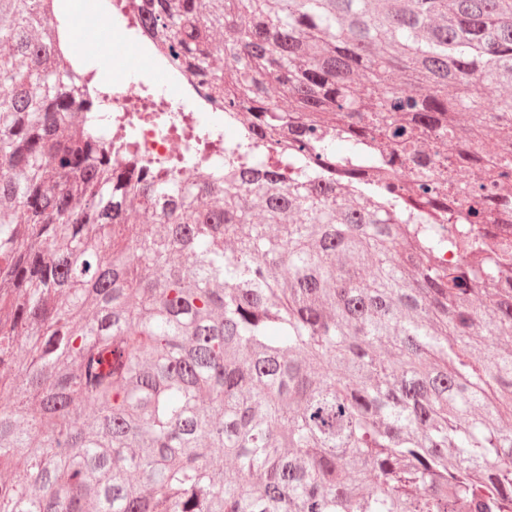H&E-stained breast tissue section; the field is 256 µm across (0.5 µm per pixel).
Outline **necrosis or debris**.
<instances>
[{
    "mask_svg": "<svg viewBox=\"0 0 512 512\" xmlns=\"http://www.w3.org/2000/svg\"><path fill=\"white\" fill-rule=\"evenodd\" d=\"M143 0H98L84 17L69 16L70 28H89L97 36L99 53L113 54L114 19L139 14ZM137 60L148 70L138 85L127 83L120 70L105 75L92 70L75 85L78 96L92 102L98 116L106 119L101 136L112 139V158L126 162V142L137 145L141 161L155 166L181 165L184 178L224 169V149L234 146L227 135L224 112L205 97L195 76L177 68L161 50L155 29L129 28L125 38ZM164 74L171 92L154 96V78Z\"/></svg>",
    "mask_w": 512,
    "mask_h": 512,
    "instance_id": "obj_1",
    "label": "necrosis or debris"
}]
</instances>
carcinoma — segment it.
<instances>
[{"label":"carcinoma","instance_id":"carcinoma-1","mask_svg":"<svg viewBox=\"0 0 512 512\" xmlns=\"http://www.w3.org/2000/svg\"><path fill=\"white\" fill-rule=\"evenodd\" d=\"M52 2L0 0V512H512V0H145L241 110L187 182L77 126Z\"/></svg>","mask_w":512,"mask_h":512}]
</instances>
